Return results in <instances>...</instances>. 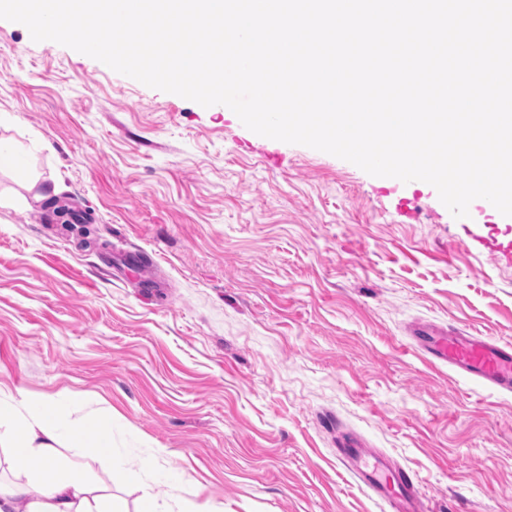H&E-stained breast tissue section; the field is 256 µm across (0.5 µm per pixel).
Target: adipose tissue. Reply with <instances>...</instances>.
<instances>
[{
    "mask_svg": "<svg viewBox=\"0 0 512 512\" xmlns=\"http://www.w3.org/2000/svg\"><path fill=\"white\" fill-rule=\"evenodd\" d=\"M23 415L20 431H0V447L14 451L15 466L32 473L33 481L0 483V512H16L19 501H26L27 512H100L80 476L62 475L55 451L64 440L97 443L103 455H111V441L102 439L108 422L91 417L81 422L64 420L52 404L39 411L25 413L23 403L13 406Z\"/></svg>",
    "mask_w": 512,
    "mask_h": 512,
    "instance_id": "1",
    "label": "adipose tissue"
}]
</instances>
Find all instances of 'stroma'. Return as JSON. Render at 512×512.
<instances>
[{
	"mask_svg": "<svg viewBox=\"0 0 512 512\" xmlns=\"http://www.w3.org/2000/svg\"><path fill=\"white\" fill-rule=\"evenodd\" d=\"M0 139L50 201L0 209V389L112 422L58 445L126 512H389L336 453L416 472L428 512H512V395L412 345L512 344V239L481 201L273 142L0 19ZM141 250L149 268L129 265Z\"/></svg>",
	"mask_w": 512,
	"mask_h": 512,
	"instance_id": "stroma-1",
	"label": "stroma"
}]
</instances>
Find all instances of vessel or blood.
Segmentation results:
<instances>
[{
	"mask_svg": "<svg viewBox=\"0 0 512 512\" xmlns=\"http://www.w3.org/2000/svg\"><path fill=\"white\" fill-rule=\"evenodd\" d=\"M411 341L434 365H444L501 394H512V345L472 336L453 326L419 323ZM343 464L390 512H425L416 475L396 465L359 438H344L337 450Z\"/></svg>",
	"mask_w": 512,
	"mask_h": 512,
	"instance_id": "1",
	"label": "vessel or blood"
}]
</instances>
